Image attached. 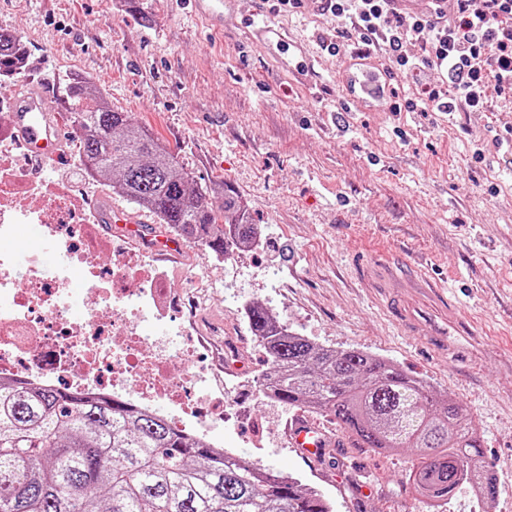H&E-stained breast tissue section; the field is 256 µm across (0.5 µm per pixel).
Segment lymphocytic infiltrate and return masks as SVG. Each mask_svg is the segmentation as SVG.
<instances>
[{
  "mask_svg": "<svg viewBox=\"0 0 512 512\" xmlns=\"http://www.w3.org/2000/svg\"><path fill=\"white\" fill-rule=\"evenodd\" d=\"M390 0H323L336 19V38L350 41L358 57L376 55L405 75L437 72L406 104L391 111L472 112L488 106L487 86L512 92V0H455L452 15L423 14L404 21Z\"/></svg>",
  "mask_w": 512,
  "mask_h": 512,
  "instance_id": "f902f5d3",
  "label": "lymphocytic infiltrate"
}]
</instances>
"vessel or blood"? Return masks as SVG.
Here are the masks:
<instances>
[{"mask_svg": "<svg viewBox=\"0 0 512 512\" xmlns=\"http://www.w3.org/2000/svg\"><path fill=\"white\" fill-rule=\"evenodd\" d=\"M189 2L193 15L211 30H223L225 17L235 13L236 0ZM238 27L247 41H258L277 50L278 61L283 67L295 71L307 68L309 46L285 40L280 25L245 16L239 18ZM387 82V73L373 58L352 60L349 70L341 78L346 98L368 110L383 108ZM15 123L23 132L32 157L42 160L59 153L58 128L42 96H25L15 109ZM103 221L135 238L144 236L135 216L117 207H109L103 214ZM368 271L380 308L405 334L419 337L438 356L453 357L464 353L477 358L487 355L483 336L449 302L446 286L419 273L396 271L385 262L369 264ZM288 435L292 448L305 459L321 456L327 446L325 430L300 416L290 421Z\"/></svg>", "mask_w": 512, "mask_h": 512, "instance_id": "1", "label": "vessel or blood"}]
</instances>
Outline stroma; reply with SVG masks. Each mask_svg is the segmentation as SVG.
<instances>
[{
	"mask_svg": "<svg viewBox=\"0 0 512 512\" xmlns=\"http://www.w3.org/2000/svg\"><path fill=\"white\" fill-rule=\"evenodd\" d=\"M187 0H0V26L19 33L30 58L22 83L45 93L63 135L72 118L63 87L93 81L118 111L153 129L198 182L225 181L247 201L257 248L214 264L189 243L165 262L172 289L190 273L215 283L208 323L224 324L246 366L240 406L266 433L256 447L249 425L218 426L213 440L263 467L292 474L324 495L333 512H483L469 484L442 506L418 496L406 477L411 449L380 453L334 429L333 444L305 461L281 443L293 407L254 397L261 344L241 333L253 302L272 308L295 332L336 350L359 348L394 363L467 407L482 438V464L496 478L492 512H512V154L493 137H512V95L488 87L486 112H374L344 102L348 49L322 52L321 92L308 74L283 70L273 50L241 47L232 19L207 34ZM241 15L275 17L288 37L321 43L335 21L316 0L273 12L270 0H237ZM45 236L18 225L14 266L52 272ZM421 266L447 277L460 311L493 350L477 363L429 354L398 333L362 281L367 260Z\"/></svg>",
	"mask_w": 512,
	"mask_h": 512,
	"instance_id": "35a3bbf8",
	"label": "stroma"
}]
</instances>
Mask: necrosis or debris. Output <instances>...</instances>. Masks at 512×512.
Returning <instances> with one entry per match:
<instances>
[{
  "instance_id": "1",
  "label": "necrosis or debris",
  "mask_w": 512,
  "mask_h": 512,
  "mask_svg": "<svg viewBox=\"0 0 512 512\" xmlns=\"http://www.w3.org/2000/svg\"><path fill=\"white\" fill-rule=\"evenodd\" d=\"M14 114L0 103V379L19 385L69 390L98 398L120 397L143 409L166 403L183 433L207 438L211 427L233 422L231 390L213 386L187 351L143 328L150 318L179 322L180 296L145 250L106 248L85 232L90 208L71 189L49 181L46 167H29ZM19 224L40 226L55 240L61 262L53 275L37 266L16 268L5 242ZM110 254L102 263V254ZM85 276L72 321L64 301L75 269ZM179 368L180 381L170 371Z\"/></svg>"
}]
</instances>
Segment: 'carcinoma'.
I'll return each instance as SVG.
<instances>
[{
    "instance_id": "cac0c4a2",
    "label": "carcinoma",
    "mask_w": 512,
    "mask_h": 512,
    "mask_svg": "<svg viewBox=\"0 0 512 512\" xmlns=\"http://www.w3.org/2000/svg\"><path fill=\"white\" fill-rule=\"evenodd\" d=\"M22 39L0 29V75L15 72ZM85 131L79 159L92 177L184 240L216 256L256 238L247 202L223 181L199 183L149 127L131 122L91 82L64 88ZM268 368L260 383L284 405L336 417L366 448H412L410 478L438 505L460 484L481 500L497 485L481 464V437L459 401L431 391L360 349L320 347L285 333L263 305L248 308ZM0 512H332L290 474L220 453L122 399L0 384Z\"/></svg>"
}]
</instances>
